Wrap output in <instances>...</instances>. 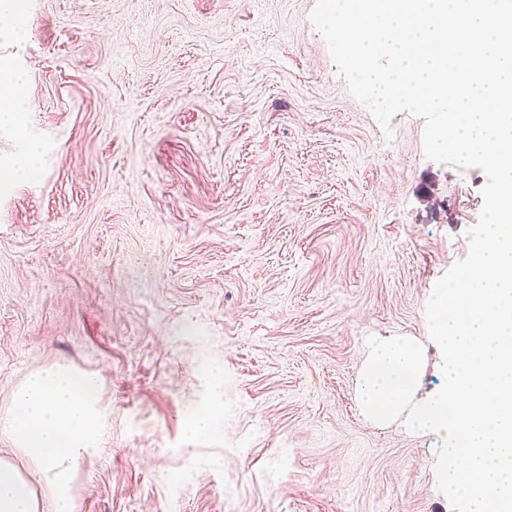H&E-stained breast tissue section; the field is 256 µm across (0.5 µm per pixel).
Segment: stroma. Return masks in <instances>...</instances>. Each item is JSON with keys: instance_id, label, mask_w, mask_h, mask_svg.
<instances>
[{"instance_id": "stroma-1", "label": "stroma", "mask_w": 512, "mask_h": 512, "mask_svg": "<svg viewBox=\"0 0 512 512\" xmlns=\"http://www.w3.org/2000/svg\"><path fill=\"white\" fill-rule=\"evenodd\" d=\"M316 3L0 0V424L31 371L99 376L77 512H452L441 435L367 419L358 382L405 337L415 402L441 388L425 308L487 177L428 160L422 117L379 125ZM220 409L213 406L210 409L194 413L187 424V434L190 439L207 437L217 430Z\"/></svg>"}]
</instances>
